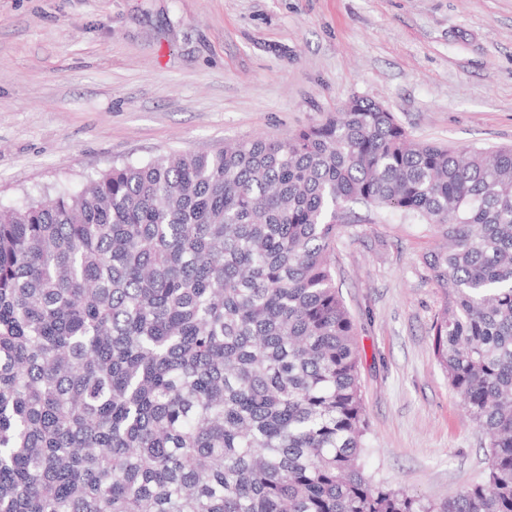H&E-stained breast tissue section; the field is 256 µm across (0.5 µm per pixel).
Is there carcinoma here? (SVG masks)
<instances>
[{"instance_id": "obj_1", "label": "carcinoma", "mask_w": 512, "mask_h": 512, "mask_svg": "<svg viewBox=\"0 0 512 512\" xmlns=\"http://www.w3.org/2000/svg\"><path fill=\"white\" fill-rule=\"evenodd\" d=\"M352 203L442 241L432 347L489 462L441 503L359 464ZM0 512H512V147L421 144L357 97L1 209Z\"/></svg>"}]
</instances>
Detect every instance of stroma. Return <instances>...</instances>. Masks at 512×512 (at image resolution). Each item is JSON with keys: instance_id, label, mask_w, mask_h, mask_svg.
I'll return each mask as SVG.
<instances>
[{"instance_id": "stroma-1", "label": "stroma", "mask_w": 512, "mask_h": 512, "mask_svg": "<svg viewBox=\"0 0 512 512\" xmlns=\"http://www.w3.org/2000/svg\"><path fill=\"white\" fill-rule=\"evenodd\" d=\"M354 96L418 142L512 145V0H0V209L115 164L280 139ZM434 245L353 204L335 272L361 350L360 464L439 502L488 455L433 355Z\"/></svg>"}]
</instances>
